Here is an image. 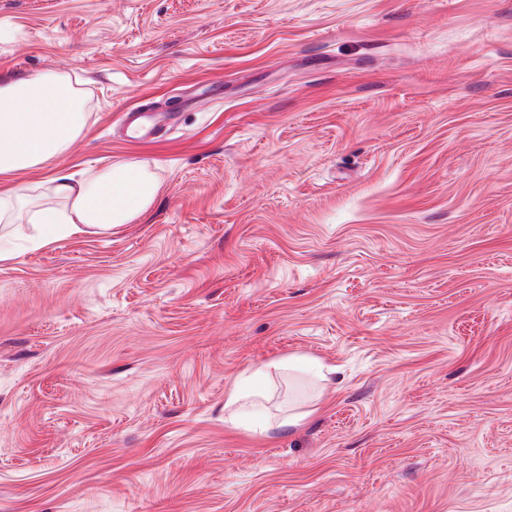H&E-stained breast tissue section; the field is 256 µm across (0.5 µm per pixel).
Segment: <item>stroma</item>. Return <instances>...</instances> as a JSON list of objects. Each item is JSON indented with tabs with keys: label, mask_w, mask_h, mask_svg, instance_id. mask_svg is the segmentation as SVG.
Returning <instances> with one entry per match:
<instances>
[{
	"label": "stroma",
	"mask_w": 512,
	"mask_h": 512,
	"mask_svg": "<svg viewBox=\"0 0 512 512\" xmlns=\"http://www.w3.org/2000/svg\"><path fill=\"white\" fill-rule=\"evenodd\" d=\"M46 72L88 124L0 189L160 190L0 227V512H512V0H0V77ZM292 354L317 414L225 426ZM133 118V122H137L140 128L136 129V132L144 131V137L148 139H154L158 136L161 127L168 123V121L174 119V113H164V124L161 125V121L157 118V115L151 112H132L129 113ZM159 183L144 164H116L100 173L74 182L58 173L43 185V195L60 203L32 205L18 189L0 192V222L15 224L24 212L29 224L39 226L33 246L39 248L78 234L112 231L147 214ZM304 362L305 358L294 354L243 370L224 394V424L244 429L259 437H268L285 428L302 425L316 411V407L289 404L288 407L280 408L276 414L266 415L263 422L255 425L245 423L241 416L247 409L263 408V401L269 402L270 397L259 385L262 380L274 373H301Z\"/></svg>",
	"instance_id": "stroma-1"
}]
</instances>
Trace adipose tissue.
<instances>
[{
  "instance_id": "ef3b65f1",
  "label": "adipose tissue",
  "mask_w": 512,
  "mask_h": 512,
  "mask_svg": "<svg viewBox=\"0 0 512 512\" xmlns=\"http://www.w3.org/2000/svg\"><path fill=\"white\" fill-rule=\"evenodd\" d=\"M89 120L82 98L69 81L44 74L0 84V174L37 167L64 152ZM159 192V183L144 164H116L81 181L65 173L43 186L46 204H30L16 189L0 192V222L18 217L37 225L34 247L78 234H96L147 214ZM304 359L289 355L243 370L224 395V422L244 427L261 437L302 425L312 416L311 406L291 404L258 424L242 420L245 410L262 407L267 399L262 380L275 374L300 373Z\"/></svg>"
}]
</instances>
